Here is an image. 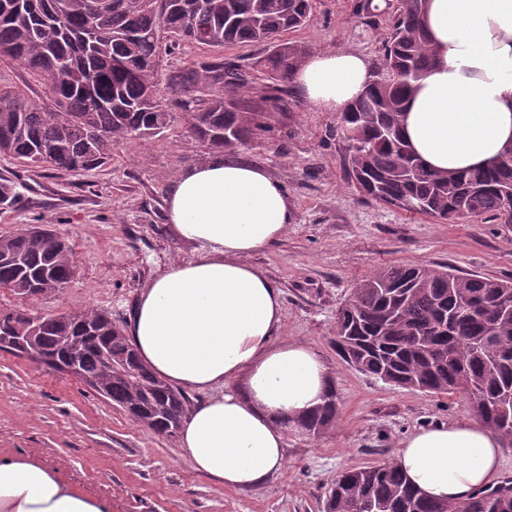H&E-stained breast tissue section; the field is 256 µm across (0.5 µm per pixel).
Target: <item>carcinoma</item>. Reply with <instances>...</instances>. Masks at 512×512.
Here are the masks:
<instances>
[{
    "label": "carcinoma",
    "instance_id": "obj_1",
    "mask_svg": "<svg viewBox=\"0 0 512 512\" xmlns=\"http://www.w3.org/2000/svg\"><path fill=\"white\" fill-rule=\"evenodd\" d=\"M426 0H355L367 25L390 26L367 90L342 112L345 167L357 190L375 202L450 224L490 218L512 224V149L498 163L437 174L417 159L401 133L405 101L430 66L433 51L422 16ZM313 0H0V54L23 65L44 87L37 103L0 83V157L55 174L86 173L112 161V147L138 133H162L176 115L156 99L163 55L181 43L217 52L167 74L185 107L192 135L217 153L235 152L270 131L257 111L249 75L218 53L228 45L265 44L257 65L281 90L309 54L278 41L311 18ZM13 183L0 178V210L12 208ZM74 274L73 250L48 225L0 235V287L31 298L36 280L57 293ZM33 314L0 309V336H21ZM38 346L61 352L67 336H95L80 359L86 381L124 409L136 403L141 423L159 435L177 432L186 394L132 359L133 346L112 317L95 308L42 316ZM112 357L105 365L94 350ZM336 347L360 372L387 375L401 388L459 393L481 421L512 440V282L462 274L449 266L399 265L363 278L336 314ZM338 415L336 392L297 428L309 436ZM512 512V481L449 503L414 488L394 464L347 469L336 476L324 512Z\"/></svg>",
    "mask_w": 512,
    "mask_h": 512
}]
</instances>
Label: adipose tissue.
Wrapping results in <instances>:
<instances>
[{"label":"adipose tissue","mask_w":512,"mask_h":512,"mask_svg":"<svg viewBox=\"0 0 512 512\" xmlns=\"http://www.w3.org/2000/svg\"><path fill=\"white\" fill-rule=\"evenodd\" d=\"M434 60L404 108L402 131L429 169L454 173L512 147V0H428ZM362 54L318 51L292 83L310 106L343 111L364 91ZM166 220L193 246L156 272L128 317L142 362L200 401L181 421L190 466L231 490L263 486L286 463L285 433L323 403L334 375L309 344L281 338L282 291L250 256L295 223L283 184L265 168L218 154L178 172ZM503 441L462 419L422 426L395 457L429 498L459 502L495 485ZM0 512H110L31 456L0 453Z\"/></svg>","instance_id":"1"}]
</instances>
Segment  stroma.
<instances>
[{"mask_svg": "<svg viewBox=\"0 0 512 512\" xmlns=\"http://www.w3.org/2000/svg\"><path fill=\"white\" fill-rule=\"evenodd\" d=\"M353 4L316 0L309 23L288 40L377 63L388 28L362 23ZM156 97L175 113L173 126L115 145L100 169L53 176L0 158V177L13 180L19 195L15 208L0 213V235L50 225L76 262L62 291L23 300L0 288V306L34 315L95 307L123 326L154 273L192 256V245L165 220L166 194L180 169L210 152L188 132L166 81ZM268 110L273 132L238 154L283 183L296 222L250 262L283 292L285 336L313 346L330 366L336 422L318 436L289 429L284 469L262 487L228 490L191 468L177 436L152 432L77 379L0 351L1 453L36 457L106 500L111 512H321L340 471L393 460L417 427L472 417L462 395L395 387L351 367L336 350V311L359 280L382 267L449 264L512 278V229L480 219L449 224L363 197L347 178L340 113L313 108L291 90Z\"/></svg>", "mask_w": 512, "mask_h": 512, "instance_id": "1", "label": "stroma"}]
</instances>
